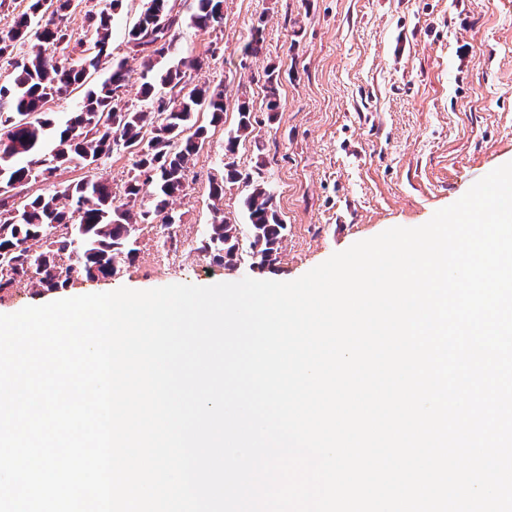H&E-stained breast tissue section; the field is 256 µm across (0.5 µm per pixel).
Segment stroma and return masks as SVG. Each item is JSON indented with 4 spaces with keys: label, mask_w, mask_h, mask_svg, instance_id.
Returning <instances> with one entry per match:
<instances>
[{
    "label": "stroma",
    "mask_w": 512,
    "mask_h": 512,
    "mask_svg": "<svg viewBox=\"0 0 512 512\" xmlns=\"http://www.w3.org/2000/svg\"><path fill=\"white\" fill-rule=\"evenodd\" d=\"M143 0H125L114 21L112 52L127 56L126 98L139 99L141 59L128 56L125 32ZM263 50L243 52L254 25ZM180 55L204 57L191 84H223L228 108L191 167L173 207L171 233L146 225L132 261L112 278L81 280L79 294L174 283L205 286L292 281L357 241L412 226L462 197L496 167L512 161V0H224V27L176 33ZM280 73L281 107L266 109L265 71ZM247 101L256 137L240 142V170L272 183L287 226L277 262L213 264L199 249L214 208L246 224L241 182L213 202L210 183L224 165V137ZM126 152L100 165H66L36 178L13 198L22 207L53 186L102 177L122 185Z\"/></svg>",
    "instance_id": "1"
}]
</instances>
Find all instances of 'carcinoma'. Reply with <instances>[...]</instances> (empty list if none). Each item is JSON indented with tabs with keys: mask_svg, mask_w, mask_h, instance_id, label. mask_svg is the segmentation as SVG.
Listing matches in <instances>:
<instances>
[{
	"mask_svg": "<svg viewBox=\"0 0 512 512\" xmlns=\"http://www.w3.org/2000/svg\"><path fill=\"white\" fill-rule=\"evenodd\" d=\"M122 0L85 15L94 52L85 54L84 41L73 39L62 25L75 10L73 0H28L13 23L0 29V61L12 70L0 78V186L51 177L63 164L99 162L124 149L133 158L123 185V196L135 201L149 197L148 210L136 212L119 204L112 184L102 178L82 179L51 194H40L15 210L9 198H0V292L27 278L50 290L80 279H107L117 265L137 251L140 224L149 218L169 230L180 223L172 208L184 191L191 166L207 139V128L197 124L201 111L210 125L223 123L224 88L190 86L189 70L202 68L200 58H174L176 30L188 24L213 33L224 25V0H196L185 18L174 12L172 0H145L138 19L128 28L129 50L153 36L163 44L156 56L142 60L140 99L130 104L120 92L130 81L127 58L112 54V27ZM267 109L280 108L279 75L266 71ZM64 87L85 89L82 102L59 121L45 104ZM238 121L227 136L225 155H232L241 139L253 132L248 102L237 105ZM241 180L251 181L244 198L248 215L250 254L259 266L277 262L286 225L277 210L269 184L250 180L235 162L224 163L221 178L212 182V200ZM199 250L226 268L241 258L240 225L227 221L218 207Z\"/></svg>",
	"mask_w": 512,
	"mask_h": 512,
	"instance_id": "carcinoma-1",
	"label": "carcinoma"
}]
</instances>
